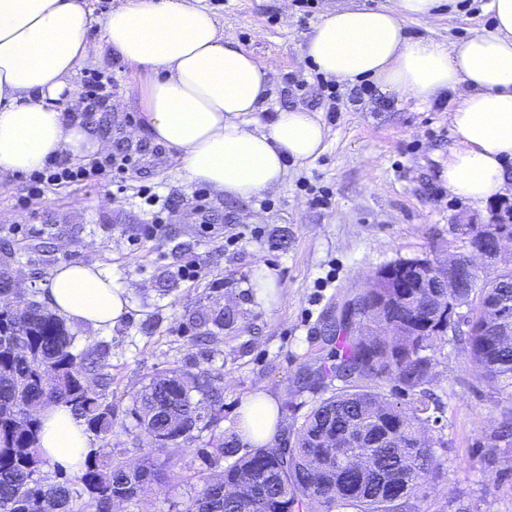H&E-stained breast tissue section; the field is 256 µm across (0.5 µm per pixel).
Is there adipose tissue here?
Segmentation results:
<instances>
[{"label": "adipose tissue", "mask_w": 512, "mask_h": 512, "mask_svg": "<svg viewBox=\"0 0 512 512\" xmlns=\"http://www.w3.org/2000/svg\"><path fill=\"white\" fill-rule=\"evenodd\" d=\"M440 3L356 2L328 12L304 54L326 76L371 80L399 99L429 105L459 93L448 115L454 139L444 179L449 194L480 204L504 191L512 161V0H487L491 30L462 42L409 36L406 20H428ZM93 24L86 0H0V170L28 173L64 155L103 153L99 132L68 121L62 104L77 100L71 78L78 68L114 57L147 73L145 133L177 152L187 183L248 198L280 183L289 162L322 152L326 133L316 113L284 109L256 124L254 113L268 101V70L226 40L194 0H124L97 40L89 35ZM46 294L51 310L71 323L109 328L128 312L126 289L94 265H58ZM239 413L246 442L274 440L282 415L273 396L256 389ZM39 417L43 456L79 470L92 451L82 420L63 404Z\"/></svg>", "instance_id": "adipose-tissue-1"}]
</instances>
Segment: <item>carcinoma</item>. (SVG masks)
I'll return each instance as SVG.
<instances>
[{"label": "carcinoma", "mask_w": 512, "mask_h": 512, "mask_svg": "<svg viewBox=\"0 0 512 512\" xmlns=\"http://www.w3.org/2000/svg\"><path fill=\"white\" fill-rule=\"evenodd\" d=\"M369 294L359 315L372 336L341 323L332 336L336 364L329 371L345 386L316 403L295 433L270 445L241 455V435L219 440L215 458L236 461L206 480L184 512H416L441 470L424 429L443 413L430 392V351L459 330L442 325L448 310L467 309L463 335L473 369L512 403V335H502V324L512 321V265L474 268L451 288H386L377 280ZM2 296L12 303L0 306V512H111L114 501L162 485V466L176 465L181 441L210 427L222 410L223 392L209 371L169 369L141 387L130 410L153 444L136 467L117 449L103 459L88 456L72 479L50 481L49 460L37 448L39 411L64 404L87 430L107 438L112 404L86 379L93 375L104 386L109 374L96 348L75 352L66 322L1 271ZM387 381L409 402L388 398ZM353 420L369 435L390 436L371 449L364 472L352 463L356 449L327 447ZM381 472L393 484L389 497L378 486Z\"/></svg>", "instance_id": "cac0c4a2"}]
</instances>
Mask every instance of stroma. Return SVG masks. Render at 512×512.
Here are the masks:
<instances>
[{"mask_svg": "<svg viewBox=\"0 0 512 512\" xmlns=\"http://www.w3.org/2000/svg\"><path fill=\"white\" fill-rule=\"evenodd\" d=\"M348 2L312 0L307 8L300 0H200L225 38L270 71L258 125L278 110L302 108L325 126L324 151L310 163L289 164L285 179L259 195L212 191L203 210L188 206L196 187L179 178L174 151L142 136L143 77L120 62L109 70L118 83L111 107L97 113L94 126L110 149L135 154L138 164L123 182L106 176L52 189L24 209L21 179L0 173V271L15 285L43 300L54 268L69 262L98 265L128 289L129 312L117 325L71 328L78 347L102 350L112 376L102 394L116 425L111 437L92 438L99 456L120 446L135 462L147 450L130 410L153 374L207 368L224 392L221 418L191 433L169 483L125 502L122 512H182L220 470L203 449L237 432L238 409L256 388L280 402L284 427L301 421L331 391L317 375L334 361L328 326L368 275L399 259L463 250L467 225L492 218L497 199L469 203L450 195L443 180L453 141L448 114L458 94L423 105L374 86L351 103L350 83L338 81L340 100L322 95L303 49L321 17ZM485 2L443 0L432 19L407 21V32L462 41L491 29ZM144 187L180 204L151 239L139 236L151 218ZM313 188L323 190L325 204L312 203ZM239 233L243 241L230 245ZM190 261L202 269L193 282L179 274ZM262 265L279 285L269 304L255 288ZM432 355L430 389L444 412L429 434L443 470L419 512H512V448L493 439L504 402L475 375L454 335L437 342Z\"/></svg>", "mask_w": 512, "mask_h": 512, "instance_id": "1", "label": "stroma"}]
</instances>
